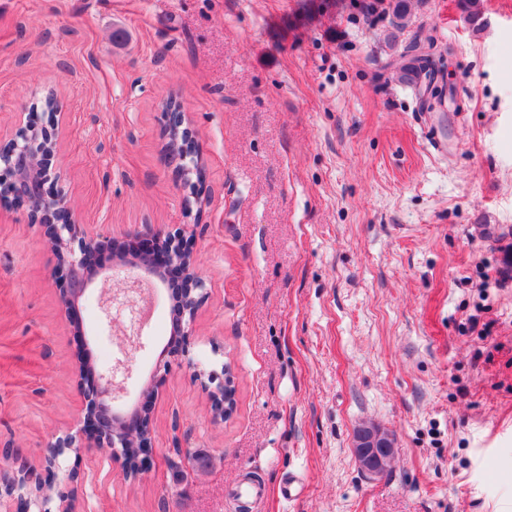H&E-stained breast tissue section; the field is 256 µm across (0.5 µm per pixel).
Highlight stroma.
Masks as SVG:
<instances>
[{
  "mask_svg": "<svg viewBox=\"0 0 512 512\" xmlns=\"http://www.w3.org/2000/svg\"><path fill=\"white\" fill-rule=\"evenodd\" d=\"M369 2L0 0V131L41 113L84 236L189 240L205 293L188 366L161 353L163 287L134 332L89 292L74 333L39 226L0 201V470L75 431L83 360L128 365L113 407L146 406L152 452L135 481L115 454L62 457L77 512H512V0H482L478 26L417 0L398 33ZM419 31L437 112L389 67ZM172 96L192 189L164 149ZM198 369L233 378L228 419ZM364 424L395 439L377 476L353 453Z\"/></svg>",
  "mask_w": 512,
  "mask_h": 512,
  "instance_id": "1",
  "label": "stroma"
}]
</instances>
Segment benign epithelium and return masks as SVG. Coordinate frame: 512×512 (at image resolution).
<instances>
[{"label":"benign epithelium","mask_w":512,"mask_h":512,"mask_svg":"<svg viewBox=\"0 0 512 512\" xmlns=\"http://www.w3.org/2000/svg\"><path fill=\"white\" fill-rule=\"evenodd\" d=\"M166 148L178 155L182 161L181 175L190 180V175L199 169L198 156L194 154L193 140L195 130L191 124L179 117V121L169 125L166 130ZM56 140L38 121L35 112L28 113L26 121L20 124L10 138V145L0 149V166L5 177L0 179V186L6 192L0 196L12 198L30 207L29 218L32 223L41 226L43 235L53 253L55 281L59 286V295L66 320L75 332H84L83 324L77 317L80 301L92 288L100 289L101 298L110 303L118 296H125L131 302L130 292L134 285L115 287L116 276L110 268H98L90 261V253L102 247L94 239L81 243L80 253L71 248V240L77 233L79 225L75 224L71 201L64 189L48 195L45 185L59 182L61 172L51 167V158L55 155ZM168 262L178 266L183 274V286L176 298L175 313L179 318L181 333L185 334L193 327L203 296V280L197 273V260L184 243L173 246L158 259L153 255L123 257L117 266L138 271L134 280L154 279L163 286H168L166 269L156 262ZM74 375L84 388L87 398L86 408L80 418L81 427L76 433L67 432L58 437L50 447L49 453L40 463V473L23 469L16 477L12 489L0 491V501L7 500L15 505L13 512H76L74 490L57 493L60 483L57 462L59 458L75 451L89 442L97 448H109L114 453L124 454L127 448L139 449L138 465L145 463V455L151 449V439L138 435L142 427H136L132 419L112 410V400L118 397L114 375L91 373L86 363L81 361L75 367ZM208 393L210 410L216 420L224 418L229 412L232 394L224 390V384L216 387L202 383ZM393 448L380 431L365 428L354 438V454L360 467L369 475L382 473L391 461Z\"/></svg>","instance_id":"7a95c632"}]
</instances>
